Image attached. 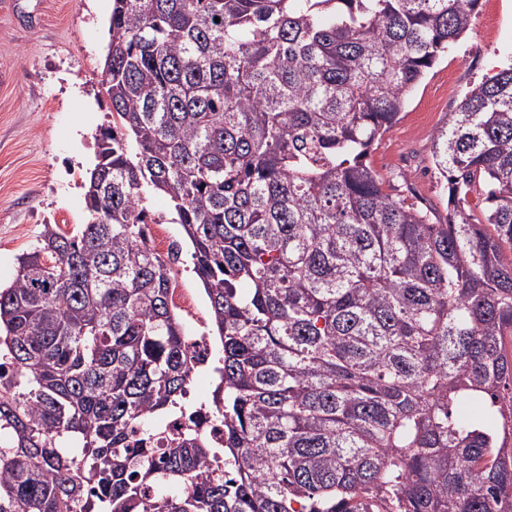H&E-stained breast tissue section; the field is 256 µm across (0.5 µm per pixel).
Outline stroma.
Returning <instances> with one entry per match:
<instances>
[{"label": "stroma", "mask_w": 512, "mask_h": 512, "mask_svg": "<svg viewBox=\"0 0 512 512\" xmlns=\"http://www.w3.org/2000/svg\"><path fill=\"white\" fill-rule=\"evenodd\" d=\"M112 0H5L0 5V284L47 224L85 218L95 136L112 119L101 85ZM512 61V0H481L468 32L410 93L366 162L388 193L448 221L432 161L436 131L465 93Z\"/></svg>", "instance_id": "1"}]
</instances>
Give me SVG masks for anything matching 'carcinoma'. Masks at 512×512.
I'll list each match as a JSON object with an SVG mask.
<instances>
[{"label": "carcinoma", "mask_w": 512, "mask_h": 512, "mask_svg": "<svg viewBox=\"0 0 512 512\" xmlns=\"http://www.w3.org/2000/svg\"><path fill=\"white\" fill-rule=\"evenodd\" d=\"M479 2L112 0L86 221L0 287V512H512V64L434 135L448 223L366 163ZM150 225L153 226L152 229L149 227L147 245L159 255L164 256V250L168 249L169 247L167 227L172 238L181 242L183 255L181 257L180 263L175 264L179 288L171 289L172 302L173 305L182 311L188 318L197 322L198 324H202L203 322L205 323L206 320L204 316H206V331L210 335L212 332L210 331L211 327L208 322L207 298L205 296L202 284L198 280L197 276L192 272V264L189 259L190 248L188 244L182 239L180 226L178 224H166L167 227L165 224ZM186 288L194 290V292L197 294L201 303V309L199 307L197 296L188 291ZM179 310L176 311L185 326L187 336H195L198 332L197 328L193 326L189 321H187ZM201 310L204 315L201 313Z\"/></svg>", "instance_id": "1"}]
</instances>
